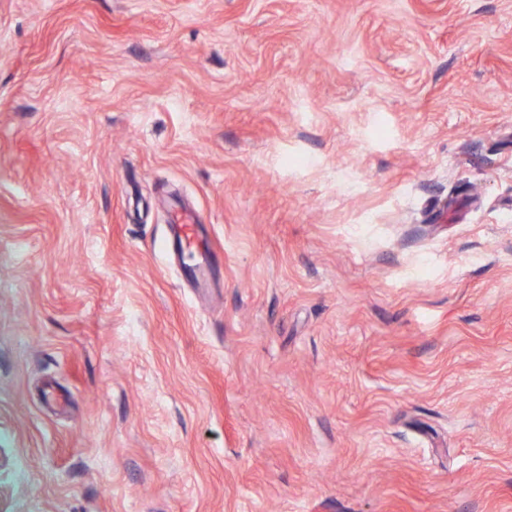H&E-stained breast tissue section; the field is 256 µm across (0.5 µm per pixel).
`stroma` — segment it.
Listing matches in <instances>:
<instances>
[{"label":"stroma","mask_w":512,"mask_h":512,"mask_svg":"<svg viewBox=\"0 0 512 512\" xmlns=\"http://www.w3.org/2000/svg\"><path fill=\"white\" fill-rule=\"evenodd\" d=\"M0 512H512V0H0ZM168 237L166 241V249L185 255L186 252L194 257V264L190 267L188 274L197 276L210 267L208 255L205 251H192L195 246L201 224H196L183 211L177 212L172 220V224L168 226Z\"/></svg>","instance_id":"obj_1"}]
</instances>
